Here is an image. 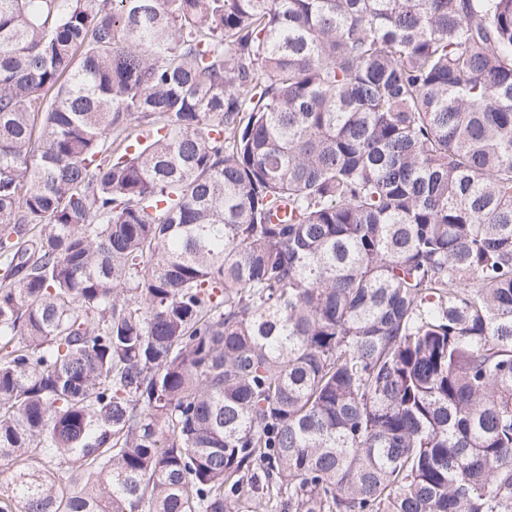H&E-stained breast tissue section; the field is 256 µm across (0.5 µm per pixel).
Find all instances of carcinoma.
Instances as JSON below:
<instances>
[{
  "mask_svg": "<svg viewBox=\"0 0 512 512\" xmlns=\"http://www.w3.org/2000/svg\"><path fill=\"white\" fill-rule=\"evenodd\" d=\"M4 460L0 512H512V0H0Z\"/></svg>",
  "mask_w": 512,
  "mask_h": 512,
  "instance_id": "1",
  "label": "carcinoma"
}]
</instances>
